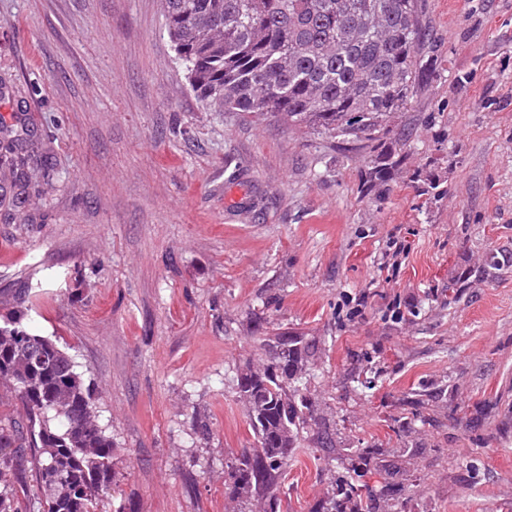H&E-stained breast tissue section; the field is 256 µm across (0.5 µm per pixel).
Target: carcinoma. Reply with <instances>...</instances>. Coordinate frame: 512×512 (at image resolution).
Here are the masks:
<instances>
[{"mask_svg": "<svg viewBox=\"0 0 512 512\" xmlns=\"http://www.w3.org/2000/svg\"><path fill=\"white\" fill-rule=\"evenodd\" d=\"M165 28L192 91L214 112L280 117L375 151L385 121L433 71L425 59L418 0H165ZM16 135L0 152L14 180L28 179ZM24 313L0 324V377L20 385L14 416L0 418V512H16L28 470L42 512H105L116 462L95 393L73 357L33 333ZM261 367L233 380L254 446L227 465L230 493L280 512L278 492L297 449L334 448L330 425L308 394L316 341L283 331L262 340ZM342 498L310 512H375L376 494L337 477Z\"/></svg>", "mask_w": 512, "mask_h": 512, "instance_id": "cac0c4a2", "label": "carcinoma"}]
</instances>
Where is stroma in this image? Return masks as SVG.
<instances>
[{
	"instance_id": "stroma-1",
	"label": "stroma",
	"mask_w": 512,
	"mask_h": 512,
	"mask_svg": "<svg viewBox=\"0 0 512 512\" xmlns=\"http://www.w3.org/2000/svg\"><path fill=\"white\" fill-rule=\"evenodd\" d=\"M422 3L436 71L387 118L405 163L366 195L363 142L208 111L164 0H0V124L31 131L41 187L0 205V289H30V328L95 384L108 512H239L226 464L253 437L232 386L264 356L259 317L319 340L336 433L289 461L281 512L338 493L374 445L359 481L400 512H512V0ZM493 252L494 278L449 302Z\"/></svg>"
}]
</instances>
